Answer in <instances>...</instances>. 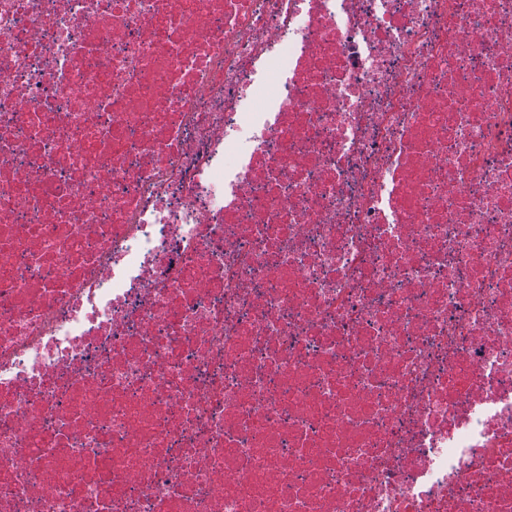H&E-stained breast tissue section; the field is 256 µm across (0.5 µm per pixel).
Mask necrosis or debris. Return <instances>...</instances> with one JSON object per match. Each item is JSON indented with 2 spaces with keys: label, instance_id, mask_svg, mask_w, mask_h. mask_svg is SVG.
Wrapping results in <instances>:
<instances>
[{
  "label": "necrosis or debris",
  "instance_id": "1",
  "mask_svg": "<svg viewBox=\"0 0 512 512\" xmlns=\"http://www.w3.org/2000/svg\"><path fill=\"white\" fill-rule=\"evenodd\" d=\"M0 512H512V0H0Z\"/></svg>",
  "mask_w": 512,
  "mask_h": 512
}]
</instances>
